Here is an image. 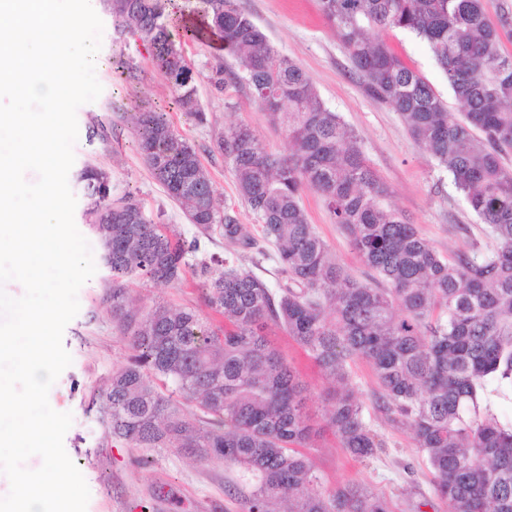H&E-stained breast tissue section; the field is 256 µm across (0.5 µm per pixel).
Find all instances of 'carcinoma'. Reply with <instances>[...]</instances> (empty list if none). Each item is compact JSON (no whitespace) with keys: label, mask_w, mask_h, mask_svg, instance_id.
<instances>
[{"label":"carcinoma","mask_w":512,"mask_h":512,"mask_svg":"<svg viewBox=\"0 0 512 512\" xmlns=\"http://www.w3.org/2000/svg\"><path fill=\"white\" fill-rule=\"evenodd\" d=\"M203 25L184 29L202 41L218 36L288 153L268 150L249 125L224 128L218 149L231 163L240 198L274 246L282 283L271 289L243 267L242 256L205 255L199 237L183 236L126 193L107 206L106 172L87 166L84 216L109 279L103 296L126 361L101 403L106 438L128 448H170L237 472L244 512H390L367 487L322 490L309 457L317 431L307 422L306 387L266 330H283L333 383L325 428L364 461L384 441L352 389L349 363L363 360L379 385L376 405L407 428L427 454L433 493L447 512H512V54L486 0H319L368 95L400 115L417 145L448 171L454 189L486 224L487 254H441L416 226L383 205L387 187L368 163L359 134L321 99L309 75L270 45L233 0H199ZM115 29L139 39L173 85L176 104L206 120L191 85L183 45L171 29L168 0H107ZM402 31L426 45L461 112L387 42ZM138 148L167 196L204 234L222 229L251 245L219 208L196 147L162 112L133 113ZM318 193L346 233L372 281L351 276L331 254L301 205ZM207 285L205 300L224 317L208 325L193 309L129 306V283H182L188 271ZM202 416L180 413L182 402Z\"/></svg>","instance_id":"1"}]
</instances>
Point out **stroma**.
Returning a JSON list of instances; mask_svg holds the SVG:
<instances>
[{"label":"stroma","mask_w":512,"mask_h":512,"mask_svg":"<svg viewBox=\"0 0 512 512\" xmlns=\"http://www.w3.org/2000/svg\"><path fill=\"white\" fill-rule=\"evenodd\" d=\"M235 2L274 47L308 73L326 106L360 132L364 155L389 188L386 207L415 224L445 256L452 258L460 252L483 251L491 246L487 225L454 191L447 173L414 143L398 113L368 96L351 67L347 49L321 14L318 0ZM97 13L104 25L97 55L101 66L96 71L103 91L97 101L82 105L77 111L75 161L68 176L77 199L75 223L81 234L90 238L93 255H100L101 249L98 241L90 237L83 216L86 198L77 180L87 164L111 173L114 194L134 195L147 212L164 211L165 223L175 225L186 236L198 232L182 209L168 198L137 149L130 121L137 106L164 113L173 129L195 144L219 201L247 229L257 248H264L260 224L239 198L234 171L218 151L217 142L225 125L242 121L255 129L271 152L286 153L288 143L281 130L269 125L244 84L230 80L224 86L215 85L217 65H224L229 71L235 67L224 54L223 42L214 37L189 40L184 45L196 98L206 115L205 121L200 122L178 109L170 83L154 69L142 43L115 31L106 8H98ZM388 41L433 84L449 111H458L459 106L425 45L401 32L391 33ZM120 60L131 65V77L114 71V62ZM302 204L337 262L357 278H364L365 267L343 230L332 223L320 195L305 191ZM106 279L105 267L97 266L95 275L78 293L80 310L63 334V344L73 362L51 390L54 410L73 417L64 436V447L89 487L87 512H242L239 500L227 492L233 473L224 464L201 461L168 448H152L148 451L150 465L141 468L136 464L139 449L105 442L99 413L90 406V393L107 383L113 367L123 363L128 354L110 314L99 301ZM203 288L202 280L190 273L176 287L134 285L131 297L134 307L140 310L162 302L173 308L194 309L214 325H222V318L205 305ZM272 339L301 372L310 390L312 419L322 422L326 380L285 333L274 331ZM349 371L358 397L372 409L371 426L382 436L385 446L377 457L357 461L339 447L331 433H323L316 447L307 451L322 478L323 489L360 484L386 497L393 512H446L445 504L431 491L425 455L416 448L409 431L393 427L382 412L374 410L379 386L370 366L358 361L351 364Z\"/></svg>","instance_id":"obj_1"}]
</instances>
